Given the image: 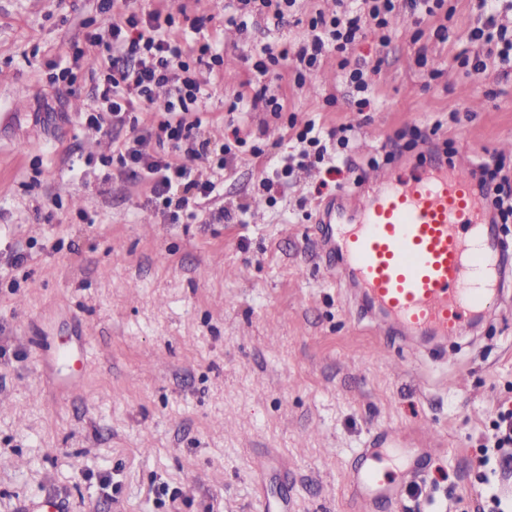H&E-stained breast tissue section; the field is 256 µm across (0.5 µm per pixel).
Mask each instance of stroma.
I'll list each match as a JSON object with an SVG mask.
<instances>
[{
    "label": "stroma",
    "mask_w": 512,
    "mask_h": 512,
    "mask_svg": "<svg viewBox=\"0 0 512 512\" xmlns=\"http://www.w3.org/2000/svg\"><path fill=\"white\" fill-rule=\"evenodd\" d=\"M446 4L452 18L419 24L396 0L388 43L372 33L355 48L365 110L330 52L300 82L279 61L275 114L251 105L262 47L299 44L336 0H297L278 25L225 24L233 0H114L111 15L157 9L212 45L224 63L198 137L220 148L231 124L247 137L196 218L170 224L145 183L106 162L131 128L80 122L97 58L74 94L50 83L109 15L99 0H0V512L43 499L65 512H352L350 468L395 428L430 454L375 512H512V466L488 441L512 408V288L466 339L388 336L358 289L327 279L317 224L330 201L350 221L375 176L425 165L446 141L468 166L512 168V68L474 71L478 0ZM311 120L349 125L348 149L299 157L290 130ZM415 123L429 141L387 161ZM67 377L82 391L64 394Z\"/></svg>",
    "instance_id": "35a3bbf8"
}]
</instances>
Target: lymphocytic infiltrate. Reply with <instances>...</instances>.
Returning <instances> with one entry per match:
<instances>
[{"label": "lymphocytic infiltrate", "mask_w": 512, "mask_h": 512, "mask_svg": "<svg viewBox=\"0 0 512 512\" xmlns=\"http://www.w3.org/2000/svg\"><path fill=\"white\" fill-rule=\"evenodd\" d=\"M393 8L394 0H339L335 15L311 20L307 38L295 53L298 69H317L324 53L334 50L347 83L356 92L368 93L364 67L350 62L347 51L368 30L386 29ZM174 24L172 15L155 10L106 20L100 32L87 36L85 45L74 49L71 66L52 78L59 91L72 92L75 68L89 51L102 53L104 80L95 89L93 106L84 114L87 124L99 128L123 126L128 114L136 110L153 111L156 88H167L165 120L156 131L123 140L117 147V157L134 177L148 184L153 201L169 209L168 219L173 224L189 207L187 198H174L176 187L185 186L203 197L215 189L206 174L213 162L205 150L198 148L193 135L201 123L194 115L195 105L204 89L187 61L193 50L176 36ZM183 155L202 161V168L180 163ZM503 170L502 161L485 160L472 169L471 177L492 221L505 223L512 219V192L505 188Z\"/></svg>", "instance_id": "lymphocytic-infiltrate-1"}]
</instances>
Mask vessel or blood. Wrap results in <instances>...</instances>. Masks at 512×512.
Instances as JSON below:
<instances>
[{
    "label": "vessel or blood",
    "instance_id": "obj_1",
    "mask_svg": "<svg viewBox=\"0 0 512 512\" xmlns=\"http://www.w3.org/2000/svg\"><path fill=\"white\" fill-rule=\"evenodd\" d=\"M322 222L337 243L326 274L360 288L402 335H466L505 287L502 243L465 164L387 174L361 200L356 223L337 224L331 207ZM403 444L402 430L388 429L362 449L349 477L354 512H374L394 494L388 453L402 456L404 473L417 474L423 455Z\"/></svg>",
    "mask_w": 512,
    "mask_h": 512
}]
</instances>
